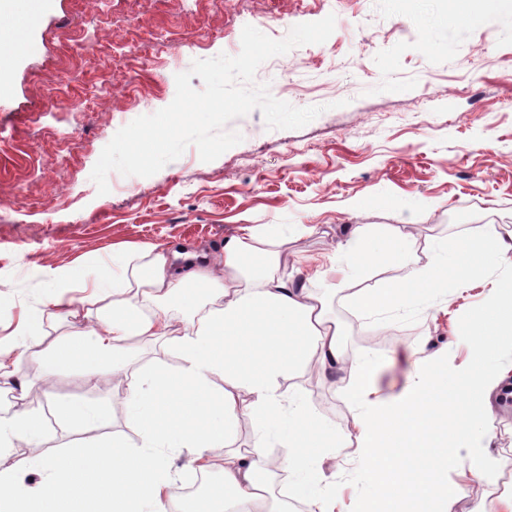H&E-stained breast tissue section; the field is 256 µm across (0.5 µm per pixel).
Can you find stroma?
Masks as SVG:
<instances>
[{"label":"stroma","mask_w":512,"mask_h":512,"mask_svg":"<svg viewBox=\"0 0 512 512\" xmlns=\"http://www.w3.org/2000/svg\"><path fill=\"white\" fill-rule=\"evenodd\" d=\"M453 18L448 0H52L16 50L0 87V338L41 306L48 270L82 265L88 279L112 271V250L171 245L222 252L245 225L278 224L285 270L302 267L313 287L337 245L358 224L400 226L427 257L435 242L480 236L483 224L512 225V5ZM335 15L321 44L297 46L264 62L255 81L272 96L321 114L293 130L267 129L261 111L228 123L243 140L211 162L196 146L149 177L116 176L106 195L91 180L102 149L134 119L168 106L176 74L193 61L241 50L251 25L280 40L298 24ZM57 109L44 111L48 92ZM377 266L347 281L330 303L350 353L385 354L376 364L379 396L403 398L414 382L408 352L465 361L455 323L489 291H437L389 323L352 308L348 295L399 281ZM27 391L0 393V413L40 410L45 431L18 439L0 469L19 457L64 452L114 435L138 445L128 421L131 374L104 366L47 377L34 342L21 350ZM345 374L289 381L318 416L354 434ZM100 407L97 429L59 420L52 400ZM338 487L335 512H357L371 488L355 444L323 463ZM512 488V472L480 479L450 512H490Z\"/></svg>","instance_id":"obj_1"}]
</instances>
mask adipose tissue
<instances>
[{
	"label": "adipose tissue",
	"instance_id": "obj_1",
	"mask_svg": "<svg viewBox=\"0 0 512 512\" xmlns=\"http://www.w3.org/2000/svg\"><path fill=\"white\" fill-rule=\"evenodd\" d=\"M281 237L275 228L229 237L222 260L213 264L160 245L113 252L126 276L98 281L105 304L94 328L43 343L41 361L49 372L78 366L92 375L106 364L125 368L128 342L163 335L168 323L162 301L186 299L188 289H205L217 305L182 329L176 340L180 367L149 370L130 385L128 415L138 446L115 436L63 456L17 458L0 470V512H167L162 494L171 489L173 474L161 451L186 455L193 464L206 449L219 447L224 464L193 512H290L291 501L266 495L264 450L273 441L283 448L294 479L292 501L308 512H332L336 486L321 463L346 436L282 388L311 363L326 373L345 372L358 405L355 439L372 487L361 512H448L465 490L450 477L460 464L474 478L491 462L501 471L512 468L510 458H491L484 427L493 397L512 373L506 362L512 355V227L485 225L482 237L439 245L424 263L414 241L395 226L377 237L358 226L339 243L353 276H364L375 263L405 272L396 284L354 295L355 307L368 316L412 305L437 288H465L489 265L500 269L485 302L455 329L467 341L469 360L417 359V381L397 402L374 397L373 357H349L344 331L328 311L336 282L318 292L299 276L281 273L268 249ZM375 238L382 248L373 255L369 244ZM143 257L144 272L137 265ZM147 301L155 305L149 314L143 310ZM218 376L223 385L215 384ZM242 412L255 429L245 452L232 447ZM43 430L38 411L1 415L0 455L15 438L36 439ZM32 474L37 484H29Z\"/></svg>",
	"mask_w": 512,
	"mask_h": 512
}]
</instances>
